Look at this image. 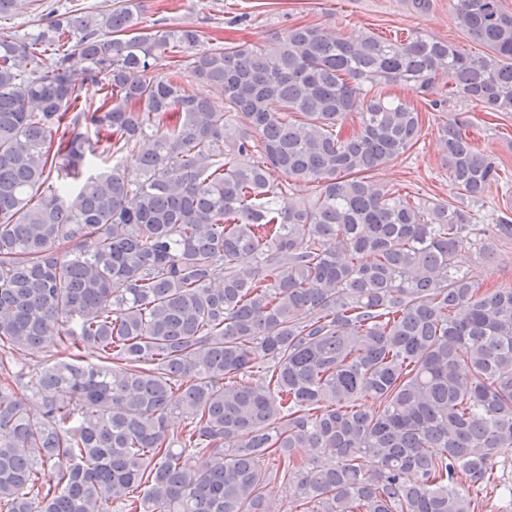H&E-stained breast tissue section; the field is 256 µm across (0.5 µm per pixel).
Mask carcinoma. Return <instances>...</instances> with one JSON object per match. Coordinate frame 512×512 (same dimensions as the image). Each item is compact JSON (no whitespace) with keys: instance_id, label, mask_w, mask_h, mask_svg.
Wrapping results in <instances>:
<instances>
[{"instance_id":"1","label":"carcinoma","mask_w":512,"mask_h":512,"mask_svg":"<svg viewBox=\"0 0 512 512\" xmlns=\"http://www.w3.org/2000/svg\"><path fill=\"white\" fill-rule=\"evenodd\" d=\"M505 2L458 0L483 55L308 24L203 49L192 24L141 27L140 0L0 33V512H276L280 484L291 512L512 494V286L455 262L512 238L475 211L502 162L444 121L460 202L372 179L423 128L386 86L512 112ZM91 158L112 167L86 177ZM296 182L312 195L277 208Z\"/></svg>"}]
</instances>
